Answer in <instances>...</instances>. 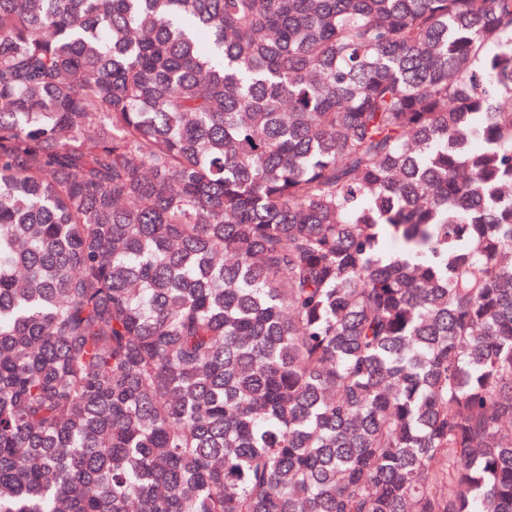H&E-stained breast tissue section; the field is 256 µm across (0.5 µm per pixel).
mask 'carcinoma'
Returning a JSON list of instances; mask_svg holds the SVG:
<instances>
[{"instance_id":"carcinoma-1","label":"carcinoma","mask_w":512,"mask_h":512,"mask_svg":"<svg viewBox=\"0 0 512 512\" xmlns=\"http://www.w3.org/2000/svg\"><path fill=\"white\" fill-rule=\"evenodd\" d=\"M0 512H512V0H0Z\"/></svg>"}]
</instances>
